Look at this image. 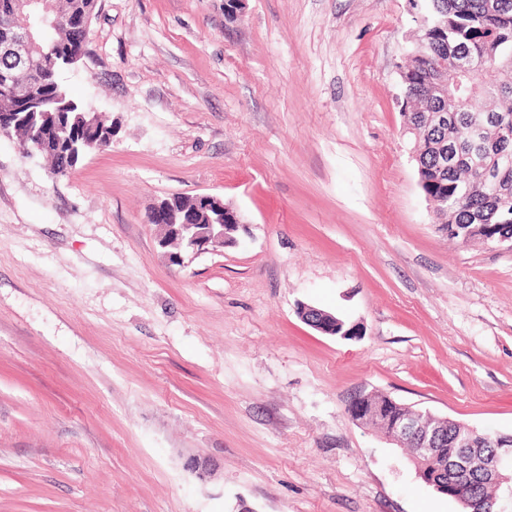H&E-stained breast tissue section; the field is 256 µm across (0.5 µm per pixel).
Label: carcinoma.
<instances>
[{
	"instance_id": "obj_1",
	"label": "carcinoma",
	"mask_w": 512,
	"mask_h": 512,
	"mask_svg": "<svg viewBox=\"0 0 512 512\" xmlns=\"http://www.w3.org/2000/svg\"><path fill=\"white\" fill-rule=\"evenodd\" d=\"M487 0H423L421 13L427 17L408 49L409 63L399 69L403 86L402 107L416 104L414 111L440 110L443 103L425 97L431 74L448 62V46L455 45L474 63L495 66L492 79L483 81L484 103L471 104L473 83L464 82L461 101L448 103V111L463 115L465 121L450 124L442 131L417 123L411 136V148L420 156L423 168L417 173L422 192L448 203L435 212L445 224L448 235L464 243L482 242L484 238L512 239V81L499 78L503 71L512 72V0H496L490 11ZM57 25L48 30L28 64H13L0 59L1 69L15 70V82L37 85L36 103L17 108L4 101L0 91V111L15 113V121L5 130L19 140V149L41 132H57L62 139V155L45 157L49 168L60 175L73 167L79 152L88 149L90 139L105 141L112 135V124L96 118L86 123L85 109L59 84L58 73L76 63L79 37L63 22L71 13L92 22L96 0H49ZM32 21L31 11L23 0H0V21L12 29L21 28L19 17ZM493 122L485 131L484 143L474 159H466L442 173L435 170V155L440 145L466 149L469 123H485L486 113ZM469 492L487 499L499 496L491 483L477 479Z\"/></svg>"
}]
</instances>
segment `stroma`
<instances>
[{"instance_id":"stroma-1","label":"stroma","mask_w":512,"mask_h":512,"mask_svg":"<svg viewBox=\"0 0 512 512\" xmlns=\"http://www.w3.org/2000/svg\"><path fill=\"white\" fill-rule=\"evenodd\" d=\"M416 28L408 0H97L59 80L111 146L53 178L0 135V512H462L346 410L512 434V251L428 208ZM198 194L246 228L178 265L147 215ZM299 308L302 309V317L308 325L324 335L346 338L355 334L354 327L345 328V323L336 319L337 316L335 317L306 304H301ZM337 326H339V329L336 331Z\"/></svg>"}]
</instances>
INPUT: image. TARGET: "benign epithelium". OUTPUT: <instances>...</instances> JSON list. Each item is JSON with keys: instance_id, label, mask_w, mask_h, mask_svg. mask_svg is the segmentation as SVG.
<instances>
[{"instance_id": "benign-epithelium-1", "label": "benign epithelium", "mask_w": 512, "mask_h": 512, "mask_svg": "<svg viewBox=\"0 0 512 512\" xmlns=\"http://www.w3.org/2000/svg\"><path fill=\"white\" fill-rule=\"evenodd\" d=\"M41 33L39 21L28 24L25 28L13 30L8 37L0 40V57L7 55L18 62L28 61L37 48V38ZM474 76L473 68L463 60H451L448 68L438 70L430 79L431 94L448 98L450 89L460 90L462 82ZM197 199L204 208L221 211L226 219L234 220L232 224H196L185 211L178 209L171 200H164L151 211L150 215L165 225L169 233L179 238L188 253L198 254L217 251L228 244L235 243L233 233L245 224L239 213L212 195H199ZM302 317L310 327L328 336L343 338L355 334V329L345 327V323L335 316L313 306L302 304ZM350 418L358 424H368L378 420L384 428L385 438L398 448H408L411 456L428 461L447 457V462L439 469L418 473L428 485L448 487V493L457 501L464 502L469 512H491L492 503L474 500L463 493L470 481V472L480 470L501 489L502 497L496 512H508L512 508V435L480 431L464 426L460 431L454 447L458 453L445 452L444 441L439 427L454 426L458 421L448 417L438 418L430 413L408 414L405 411L392 416H383L379 412L367 409L363 396L354 397L347 405ZM494 448L485 454L484 445Z\"/></svg>"}]
</instances>
